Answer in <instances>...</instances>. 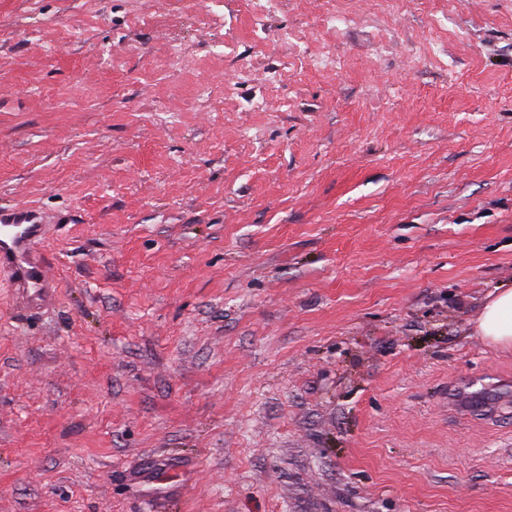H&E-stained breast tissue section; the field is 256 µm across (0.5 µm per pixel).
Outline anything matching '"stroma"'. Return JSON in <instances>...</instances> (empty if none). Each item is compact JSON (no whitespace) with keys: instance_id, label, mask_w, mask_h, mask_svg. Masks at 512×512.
<instances>
[{"instance_id":"obj_1","label":"stroma","mask_w":512,"mask_h":512,"mask_svg":"<svg viewBox=\"0 0 512 512\" xmlns=\"http://www.w3.org/2000/svg\"><path fill=\"white\" fill-rule=\"evenodd\" d=\"M0 512H512V0H0ZM45 225L33 212L0 211V267L8 268L26 299L46 301L54 292L55 280L36 251L45 234ZM478 333L491 344L512 349V289L491 295L476 326Z\"/></svg>"}]
</instances>
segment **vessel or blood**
I'll return each instance as SVG.
<instances>
[{
    "mask_svg": "<svg viewBox=\"0 0 512 512\" xmlns=\"http://www.w3.org/2000/svg\"><path fill=\"white\" fill-rule=\"evenodd\" d=\"M45 226L33 212L0 211V267L9 269L26 299L46 301L55 288V280L37 250Z\"/></svg>",
    "mask_w": 512,
    "mask_h": 512,
    "instance_id": "b4317fda",
    "label": "vessel or blood"
}]
</instances>
